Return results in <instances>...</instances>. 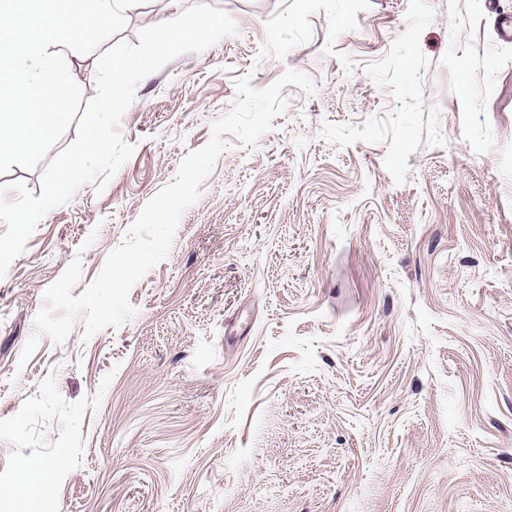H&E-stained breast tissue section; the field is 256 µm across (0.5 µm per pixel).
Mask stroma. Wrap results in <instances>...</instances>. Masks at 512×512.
<instances>
[{"mask_svg": "<svg viewBox=\"0 0 512 512\" xmlns=\"http://www.w3.org/2000/svg\"><path fill=\"white\" fill-rule=\"evenodd\" d=\"M202 3L237 24L142 80L104 190L0 277V512H512V0H144L100 51ZM68 53L85 98L99 53ZM135 315L36 332L253 89ZM38 345L21 355L30 338ZM51 494H9L25 466Z\"/></svg>", "mask_w": 512, "mask_h": 512, "instance_id": "1", "label": "stroma"}]
</instances>
